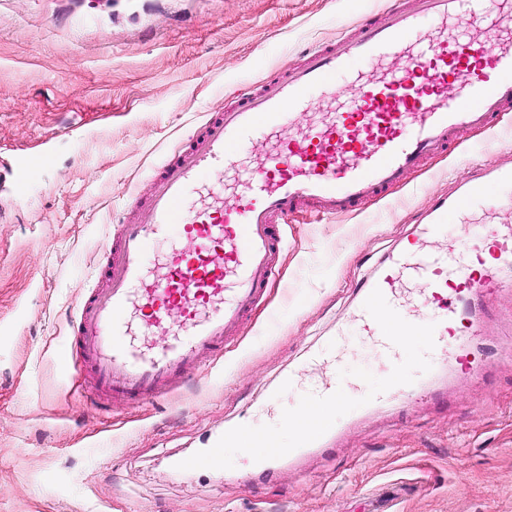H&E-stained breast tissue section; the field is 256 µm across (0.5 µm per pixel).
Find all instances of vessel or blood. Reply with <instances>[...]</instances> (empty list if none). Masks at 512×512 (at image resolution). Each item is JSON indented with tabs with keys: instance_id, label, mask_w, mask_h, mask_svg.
Segmentation results:
<instances>
[{
	"instance_id": "vessel-or-blood-1",
	"label": "vessel or blood",
	"mask_w": 512,
	"mask_h": 512,
	"mask_svg": "<svg viewBox=\"0 0 512 512\" xmlns=\"http://www.w3.org/2000/svg\"><path fill=\"white\" fill-rule=\"evenodd\" d=\"M484 0H413L366 16L352 35L319 44L286 75L247 90L230 106L210 112L197 133L152 177L144 216L120 225L107 244L105 287L92 289L80 302L73 326L69 367L91 378L98 402L160 397L199 374L224 352L235 329L259 303L275 274L274 259L284 246L282 226L291 213L309 208L327 217L358 213L401 182L424 157L456 144L466 127H492L512 110V0H498L496 15H486ZM404 59L391 70L385 62ZM364 70H356V63ZM355 91L338 110L316 125L305 122L311 93L336 94L338 77ZM286 126L294 136L277 140L253 167H238L239 151ZM29 160L16 155L7 169L12 193L27 186ZM238 178L226 183L225 176ZM512 207V168L474 172L451 197H438L421 225L422 233H442V215L482 201L488 182ZM191 237L193 250L180 247ZM169 239L171 253L161 271L148 275L156 242ZM490 247L494 266L478 268L455 248L416 252L408 259L389 257L373 276L354 287L359 315L375 328L383 346L397 335L444 336L468 371L482 365L469 337L478 321L479 298L500 289L499 261H512V233L493 226L471 235L472 251ZM426 285L424 301L433 312L424 324L403 314L394 300L400 274ZM178 326H171L172 314ZM160 344H132L129 322ZM418 379L394 371L379 389L353 399L365 409L393 394H413ZM344 395L333 387L312 389L304 408L325 409L317 424L302 426L298 441L283 446L275 430H266L264 467L271 468L332 435V410ZM248 425L235 424L205 453L183 457L184 470L218 468L228 447H248Z\"/></svg>"
}]
</instances>
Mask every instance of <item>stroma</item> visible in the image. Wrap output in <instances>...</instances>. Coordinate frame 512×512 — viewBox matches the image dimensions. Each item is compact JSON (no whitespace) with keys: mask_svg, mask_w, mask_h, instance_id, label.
<instances>
[{"mask_svg":"<svg viewBox=\"0 0 512 512\" xmlns=\"http://www.w3.org/2000/svg\"><path fill=\"white\" fill-rule=\"evenodd\" d=\"M392 2L0 0V154H52L22 196L0 194V512H512V362L500 358L512 287L484 299L477 378L444 341L381 351L351 290L402 249L464 255L480 225H512L495 187L449 212L440 235L414 222L473 165L512 164V112L359 214L289 216L265 299L223 359L180 389L103 409L66 369L76 304L103 285L108 237L144 214L149 173L218 103ZM431 365L445 376L425 397L361 417L337 407L336 439L293 465L267 474L255 449L232 447L220 470L177 466L240 412L277 427L302 392L377 388L394 368L417 377ZM287 372L293 390L266 401Z\"/></svg>","mask_w":512,"mask_h":512,"instance_id":"35a3bbf8","label":"stroma"}]
</instances>
